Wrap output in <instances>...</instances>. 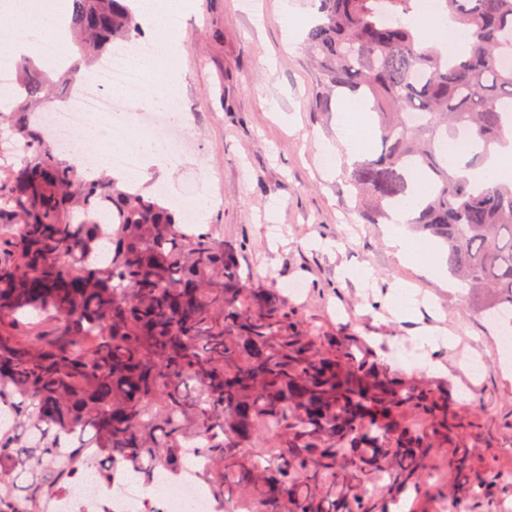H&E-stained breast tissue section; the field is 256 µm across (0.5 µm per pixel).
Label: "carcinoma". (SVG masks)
I'll list each match as a JSON object with an SVG mask.
<instances>
[{
	"label": "carcinoma",
	"mask_w": 512,
	"mask_h": 512,
	"mask_svg": "<svg viewBox=\"0 0 512 512\" xmlns=\"http://www.w3.org/2000/svg\"><path fill=\"white\" fill-rule=\"evenodd\" d=\"M71 83L141 37L137 0H72ZM304 40L315 109L369 105L380 149L343 168L367 224H408L446 248L448 272L494 317L512 313V184L473 187L441 144L459 131L480 165L512 132V0H438L463 55L424 42L413 0H312ZM0 125L20 152L0 166V512H45L82 478L80 448L133 478L207 460V492L237 512H393L414 497L480 512L492 483L466 453L431 472L447 404L406 388L334 336L233 285L234 254L184 223L167 196L88 178L39 123L50 76L14 61ZM421 117L408 123V113ZM427 192L412 196V176Z\"/></svg>",
	"instance_id": "carcinoma-1"
}]
</instances>
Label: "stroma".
Returning a JSON list of instances; mask_svg holds the SVG:
<instances>
[{"mask_svg":"<svg viewBox=\"0 0 512 512\" xmlns=\"http://www.w3.org/2000/svg\"><path fill=\"white\" fill-rule=\"evenodd\" d=\"M311 0H185L178 28L181 130L190 153L166 165L148 159L134 177L147 190L180 200L192 182L203 231L235 251L238 287L268 296L298 323L325 336H355L410 395L435 393L448 402V437L435 463L456 450L491 473L512 471V358L499 329L476 310L470 294L441 286L416 263H401L384 227L364 223L340 168L322 164L323 143L336 142V114L315 112V88L301 49ZM293 40H284L285 30ZM371 270L372 287L343 278L344 266ZM419 289L437 317L427 326L457 341L440 353L447 375L399 368L413 358L411 327L385 302L396 286ZM477 362V373L466 370Z\"/></svg>","mask_w":512,"mask_h":512,"instance_id":"obj_1","label":"stroma"}]
</instances>
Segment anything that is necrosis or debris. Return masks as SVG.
Wrapping results in <instances>:
<instances>
[{
  "label": "necrosis or debris",
  "instance_id": "4bbe7bcc",
  "mask_svg": "<svg viewBox=\"0 0 512 512\" xmlns=\"http://www.w3.org/2000/svg\"><path fill=\"white\" fill-rule=\"evenodd\" d=\"M122 89L123 97L112 94ZM161 87L147 71L142 53L113 56L100 66L89 87L73 98L64 110L51 108L40 119L52 141L79 146L88 132L91 119L119 116L128 102L145 106L138 125L145 138L170 153H178L184 143L180 135L178 115L156 107ZM108 484L83 482L66 493L56 506L57 512H124L126 504H140L142 512H233L230 503L200 494V468L174 471L164 484L132 481L121 461L111 465Z\"/></svg>",
  "mask_w": 512,
  "mask_h": 512
}]
</instances>
